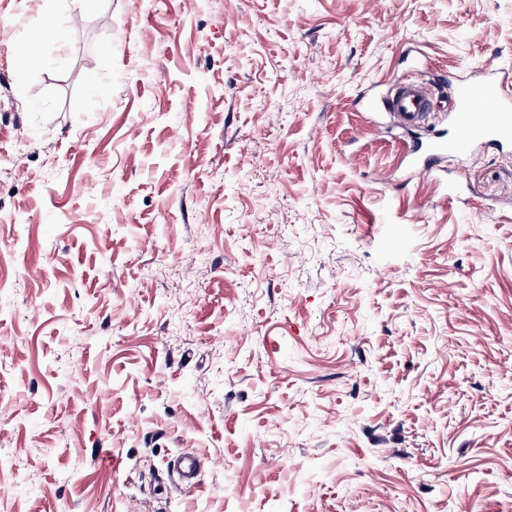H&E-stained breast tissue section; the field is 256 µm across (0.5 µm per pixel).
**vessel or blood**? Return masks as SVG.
<instances>
[{"label": "vessel or blood", "instance_id": "1", "mask_svg": "<svg viewBox=\"0 0 512 512\" xmlns=\"http://www.w3.org/2000/svg\"><path fill=\"white\" fill-rule=\"evenodd\" d=\"M448 94L453 114L448 134L438 136L423 159L417 146L404 148L407 155L415 157L420 170H428L430 159L461 155L477 144H512V83L500 78L496 70L454 84ZM433 104L432 89L413 80L400 84L382 99L383 111L393 113L407 129L424 123ZM175 469L183 490L199 488L202 469L198 456L180 455Z\"/></svg>", "mask_w": 512, "mask_h": 512}]
</instances>
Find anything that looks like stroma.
<instances>
[{
  "label": "stroma",
  "instance_id": "obj_1",
  "mask_svg": "<svg viewBox=\"0 0 512 512\" xmlns=\"http://www.w3.org/2000/svg\"><path fill=\"white\" fill-rule=\"evenodd\" d=\"M1 27L0 512H512V146L402 152L512 81V0ZM408 78L432 125L362 111ZM176 474L183 490L193 492L200 487L201 461L193 454H183L177 458Z\"/></svg>",
  "mask_w": 512,
  "mask_h": 512
}]
</instances>
